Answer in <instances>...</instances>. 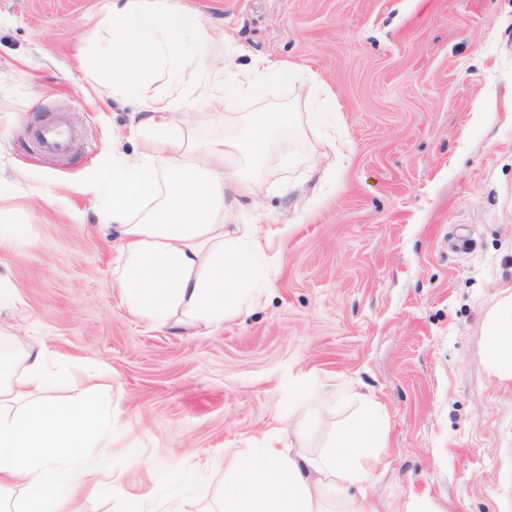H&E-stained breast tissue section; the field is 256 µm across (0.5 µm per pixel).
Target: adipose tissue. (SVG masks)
Segmentation results:
<instances>
[{"instance_id": "1", "label": "adipose tissue", "mask_w": 512, "mask_h": 512, "mask_svg": "<svg viewBox=\"0 0 512 512\" xmlns=\"http://www.w3.org/2000/svg\"><path fill=\"white\" fill-rule=\"evenodd\" d=\"M105 8L111 38L86 61L94 73L136 89L158 71L179 85L185 67L195 66L204 77L201 101L224 121L223 138L201 139L177 119L180 98H144L134 129L143 150L113 151L110 174L95 182L100 221L119 230L115 286L126 309L163 325L179 308L211 333L261 298L254 284L273 233L240 222L238 213L260 189L264 165L293 120L285 107L243 114L233 107L261 98L273 74L294 75L303 86L317 78L234 44L223 68H214L207 28L178 0H106ZM243 55L250 62L242 70L234 60ZM488 336L491 369L512 377V303L494 313ZM52 361L43 346L0 359V512H63L68 494L95 481L92 451L111 443L107 407L53 399L64 376ZM387 433L381 407L363 397L317 457L273 447L225 452L223 512H326L330 500L336 512H354L346 488L372 479Z\"/></svg>"}]
</instances>
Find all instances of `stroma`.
Listing matches in <instances>:
<instances>
[{
    "label": "stroma",
    "instance_id": "stroma-1",
    "mask_svg": "<svg viewBox=\"0 0 512 512\" xmlns=\"http://www.w3.org/2000/svg\"><path fill=\"white\" fill-rule=\"evenodd\" d=\"M224 37L317 76L295 93L276 76L240 111L288 106L287 166L270 161L244 219L275 230L258 305L205 335L130 315L113 286L118 239L98 223L92 186L121 151L139 96L83 72L80 49L108 37L103 0H0V353L45 345L72 404L99 383L115 424L93 453L113 496L82 512H160L173 465L218 488L228 449L265 447L299 393L323 407L291 453L316 455L358 395L386 414L374 479L356 512H400L411 496L442 512H512V379L488 365L489 317L512 297V0H182ZM183 70L182 110L202 138L223 136ZM77 132L69 156L36 147L38 125Z\"/></svg>",
    "mask_w": 512,
    "mask_h": 512
}]
</instances>
